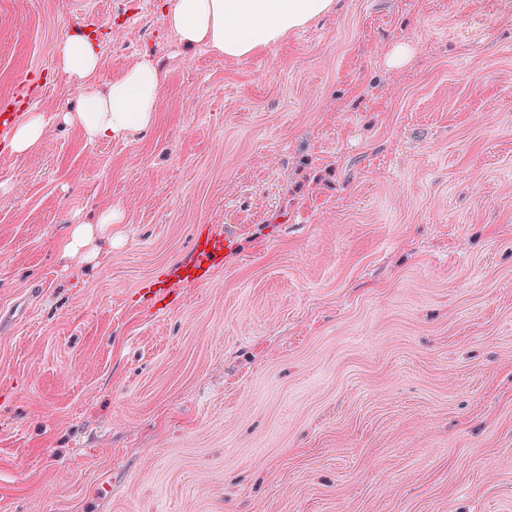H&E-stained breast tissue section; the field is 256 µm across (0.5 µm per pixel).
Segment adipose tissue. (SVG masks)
I'll use <instances>...</instances> for the list:
<instances>
[{
	"mask_svg": "<svg viewBox=\"0 0 512 512\" xmlns=\"http://www.w3.org/2000/svg\"><path fill=\"white\" fill-rule=\"evenodd\" d=\"M332 0H167L169 33L188 48L204 46L228 60L258 54L319 18ZM65 72L78 81L90 79L99 64L94 40L70 35L61 48ZM164 74L152 60H141L112 79L105 91L86 89L77 111L68 113L86 137L119 139L153 124ZM118 210L101 212L96 223L74 225L64 248L78 256L95 239L109 236L120 223Z\"/></svg>",
	"mask_w": 512,
	"mask_h": 512,
	"instance_id": "1",
	"label": "adipose tissue"
}]
</instances>
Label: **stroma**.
Instances as JSON below:
<instances>
[{
  "label": "stroma",
  "instance_id": "35a3bbf8",
  "mask_svg": "<svg viewBox=\"0 0 512 512\" xmlns=\"http://www.w3.org/2000/svg\"><path fill=\"white\" fill-rule=\"evenodd\" d=\"M165 3L0 0L48 119L0 135V512H512V0H334L238 61ZM73 33L97 90L157 62L150 128L65 121ZM201 225L234 249L160 308ZM61 64L65 72L79 82L90 79L99 64V50L94 40L71 34L61 48ZM47 120L42 112H29L11 132L9 147L17 155L26 154L39 145L44 137ZM120 222V212L110 207L99 214L96 224H75L64 244L66 252L75 257L80 255L81 249L90 246L96 238L109 237L112 239V230L109 228L112 224Z\"/></svg>",
  "mask_w": 512,
  "mask_h": 512
}]
</instances>
